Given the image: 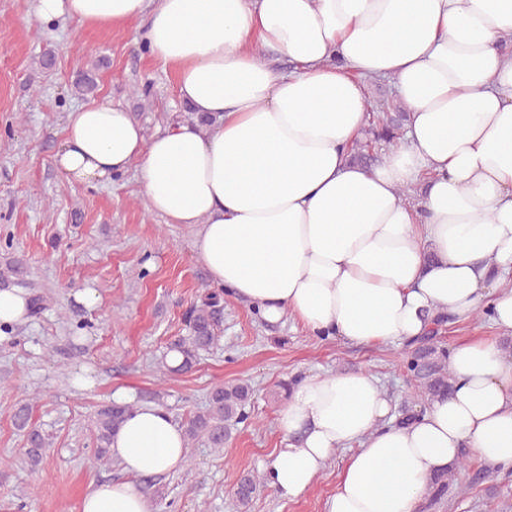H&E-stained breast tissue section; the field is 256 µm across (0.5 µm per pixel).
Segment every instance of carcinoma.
Returning a JSON list of instances; mask_svg holds the SVG:
<instances>
[{
  "label": "carcinoma",
  "instance_id": "carcinoma-1",
  "mask_svg": "<svg viewBox=\"0 0 512 512\" xmlns=\"http://www.w3.org/2000/svg\"><path fill=\"white\" fill-rule=\"evenodd\" d=\"M375 115L364 131V140L352 148L351 161L365 166L379 159L374 145L397 143L406 120L404 107L395 100L384 101L374 109ZM28 268L20 258L10 257L0 263V289H9L25 283ZM221 302L219 290H207L188 313L189 334L173 340L157 362V371L165 378L171 374L190 372L199 363L202 354L209 352L218 342L221 331ZM448 318L434 319L428 335L408 345L401 365L409 378L412 392L399 406L398 425H409L430 401L445 397L453 390L454 379L448 370V347L442 340V330ZM253 389L247 383L226 384L214 388L204 411L190 417L183 425L189 442L205 440L210 447L221 450L238 424L249 418ZM135 403L118 402L100 409L94 419L93 453L101 464L111 461L112 435L133 410ZM14 425L27 432L26 462L30 470L38 469L44 459L46 442L40 431L30 426L29 407H19L13 416ZM466 468L460 459L437 472L430 481L419 512H440L447 503L458 471ZM262 483L255 473L238 480L234 496L237 506L247 507Z\"/></svg>",
  "mask_w": 512,
  "mask_h": 512
}]
</instances>
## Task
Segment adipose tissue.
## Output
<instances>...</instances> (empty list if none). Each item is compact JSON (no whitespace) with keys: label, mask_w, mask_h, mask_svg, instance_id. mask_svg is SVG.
<instances>
[{"label":"adipose tissue","mask_w":512,"mask_h":512,"mask_svg":"<svg viewBox=\"0 0 512 512\" xmlns=\"http://www.w3.org/2000/svg\"><path fill=\"white\" fill-rule=\"evenodd\" d=\"M36 12L101 29L142 20L180 102L215 117L149 137L122 105L94 101L69 112L56 158L79 183L136 169L147 209L193 227L212 287L350 344L402 347L425 335L427 313L461 323L482 308L512 333V0H36ZM367 78L389 82L408 113L369 168L350 160ZM448 369L452 393L408 426L370 373L305 378L279 414L288 443L264 463L267 485L297 499L344 451L326 512H418L463 449L512 469V359L466 340ZM111 453L131 474L168 472L184 432L140 404ZM79 512L152 510L109 481Z\"/></svg>","instance_id":"ef3b65f1"}]
</instances>
